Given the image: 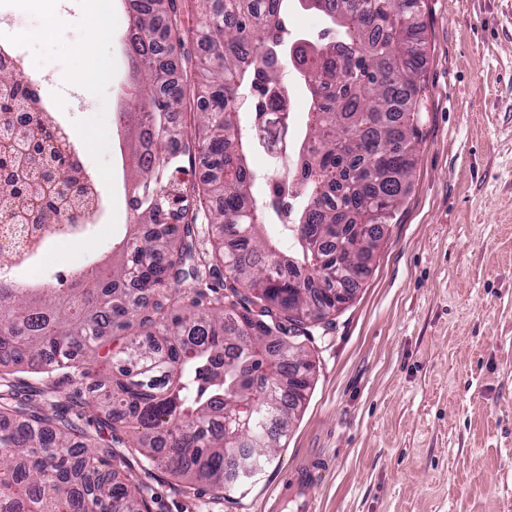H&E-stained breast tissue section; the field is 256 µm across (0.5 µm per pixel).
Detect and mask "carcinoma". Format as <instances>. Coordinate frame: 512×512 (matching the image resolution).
Returning <instances> with one entry per match:
<instances>
[{"label":"carcinoma","instance_id":"obj_1","mask_svg":"<svg viewBox=\"0 0 512 512\" xmlns=\"http://www.w3.org/2000/svg\"><path fill=\"white\" fill-rule=\"evenodd\" d=\"M326 20L315 47L282 50L285 0H200L208 98L194 133L177 119L186 99L166 54L178 36L174 0H138L125 50L134 111L145 126L132 146L136 221L68 288L0 280V380L90 366L109 340L112 380L92 400L95 434L60 403L0 395V512H151L138 478L158 462L183 487L217 492L281 447L312 383L288 388L291 367L312 361L314 333L333 324L328 290L373 261L409 188L418 143L423 38L420 0H308ZM294 68L310 95L293 167L253 193L256 136L237 97L258 91L254 127L283 105ZM208 170L176 179L180 158ZM285 217L278 240L270 216ZM218 245L200 249L202 225ZM224 280L217 279L220 268ZM125 474L115 480L96 449Z\"/></svg>","mask_w":512,"mask_h":512}]
</instances>
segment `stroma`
<instances>
[{"mask_svg":"<svg viewBox=\"0 0 512 512\" xmlns=\"http://www.w3.org/2000/svg\"><path fill=\"white\" fill-rule=\"evenodd\" d=\"M186 31L170 61L204 62L192 36L199 0H176ZM41 93L58 74L91 82L62 115L80 155L112 194V222L52 254L59 277L83 254H111L133 215L122 200L131 108L120 45L129 24L112 0L109 39L30 32L42 0H0ZM426 92L411 188L354 300L317 336V374L299 419L270 462L235 491L149 476L153 512H268L287 473L322 458L314 512H512V0H422ZM111 81H102L101 67ZM19 394L91 401L90 383L17 372Z\"/></svg>","mask_w":512,"mask_h":512,"instance_id":"35a3bbf8","label":"stroma"}]
</instances>
